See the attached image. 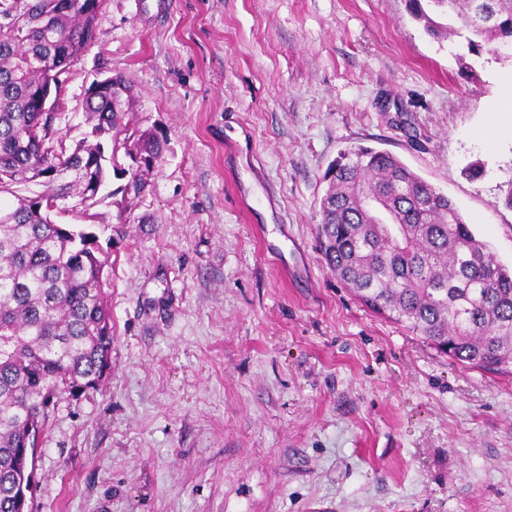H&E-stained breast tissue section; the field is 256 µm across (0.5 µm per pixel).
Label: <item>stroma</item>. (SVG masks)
I'll return each instance as SVG.
<instances>
[{
	"instance_id": "1",
	"label": "stroma",
	"mask_w": 512,
	"mask_h": 512,
	"mask_svg": "<svg viewBox=\"0 0 512 512\" xmlns=\"http://www.w3.org/2000/svg\"><path fill=\"white\" fill-rule=\"evenodd\" d=\"M104 0L56 127L121 73L164 141L103 271L111 368L51 412L31 512H512V375L362 305L317 247L342 149L398 156L512 268V61L405 0ZM481 162L480 177L467 167Z\"/></svg>"
}]
</instances>
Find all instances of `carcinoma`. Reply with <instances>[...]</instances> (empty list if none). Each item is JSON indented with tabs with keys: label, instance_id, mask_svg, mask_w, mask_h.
<instances>
[{
	"label": "carcinoma",
	"instance_id": "obj_1",
	"mask_svg": "<svg viewBox=\"0 0 512 512\" xmlns=\"http://www.w3.org/2000/svg\"><path fill=\"white\" fill-rule=\"evenodd\" d=\"M435 39L466 31L469 50L512 58V0H406ZM103 0H22L0 19V512H18V457L37 447L51 409L98 385L110 367L112 316L102 274L109 253L91 217L119 151L149 172L163 143L125 122L134 88L121 75L86 101L90 131L71 147L40 111L46 83L30 61L63 75L91 43ZM323 179L318 246L326 268L367 308L453 360L512 365V271L456 205L399 157L355 145ZM56 199L60 211L45 210Z\"/></svg>",
	"mask_w": 512,
	"mask_h": 512
}]
</instances>
